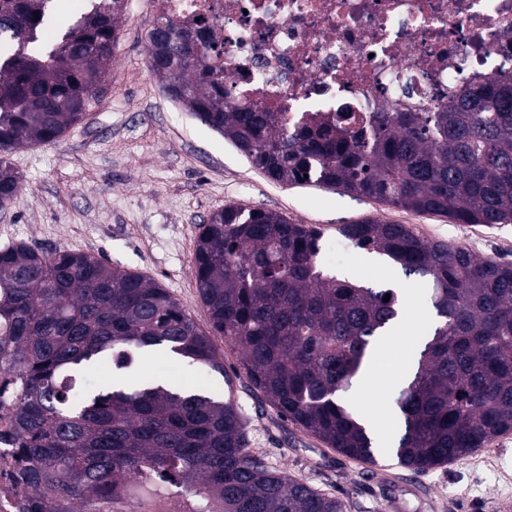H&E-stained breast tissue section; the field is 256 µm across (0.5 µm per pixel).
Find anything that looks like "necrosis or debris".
Instances as JSON below:
<instances>
[{
	"label": "necrosis or debris",
	"instance_id": "4bbe7bcc",
	"mask_svg": "<svg viewBox=\"0 0 512 512\" xmlns=\"http://www.w3.org/2000/svg\"><path fill=\"white\" fill-rule=\"evenodd\" d=\"M205 20L234 102L289 125L314 115L438 112L480 76L512 80V0H152ZM0 415V512H29Z\"/></svg>",
	"mask_w": 512,
	"mask_h": 512
}]
</instances>
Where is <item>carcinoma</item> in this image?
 I'll use <instances>...</instances> for the list:
<instances>
[{
    "label": "carcinoma",
    "mask_w": 512,
    "mask_h": 512,
    "mask_svg": "<svg viewBox=\"0 0 512 512\" xmlns=\"http://www.w3.org/2000/svg\"><path fill=\"white\" fill-rule=\"evenodd\" d=\"M54 2L0 0L1 209L21 191L7 154L54 142L84 118L119 38L125 0H86L42 43ZM207 29L157 19L148 66L270 179L462 224L512 223V80L483 76L442 112H377L367 126L343 112L290 129L275 112L226 104ZM339 232L431 285L438 324L396 398L398 462L440 467L511 432L512 264L430 243L405 224L367 219ZM321 239L275 212L212 214L194 255L209 331L167 289L101 257L0 247V405L15 413L16 466L38 512H345L255 453L234 402L208 383L123 373L127 353L140 352L229 382L216 332L283 417L374 461L372 435L343 394L394 324L398 298L322 268Z\"/></svg>",
    "instance_id": "1"
}]
</instances>
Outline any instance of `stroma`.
Masks as SVG:
<instances>
[{"label":"stroma","mask_w":512,"mask_h":512,"mask_svg":"<svg viewBox=\"0 0 512 512\" xmlns=\"http://www.w3.org/2000/svg\"><path fill=\"white\" fill-rule=\"evenodd\" d=\"M155 18L145 0H126L121 36L102 91L86 116L51 144L13 150L23 182L20 201L0 210V246L23 241L44 251L78 250L108 259L166 288L201 328L210 321L192 274L201 224L226 207L262 209L322 231V262L349 279L392 288L401 305L429 303L427 289L410 295L401 270L349 247L336 261L338 228L372 218L405 224L431 242L462 244L476 255L512 263V224H461L314 185L270 180L231 142L172 101L148 72V32ZM234 375L233 399L252 449L291 477L342 499L346 512H495L512 494V432L448 465L415 472L372 468L327 448L270 404H259L242 359L223 337L213 339ZM396 389L352 387L346 400L377 415L379 434L402 433Z\"/></svg>","instance_id":"35a3bbf8"}]
</instances>
